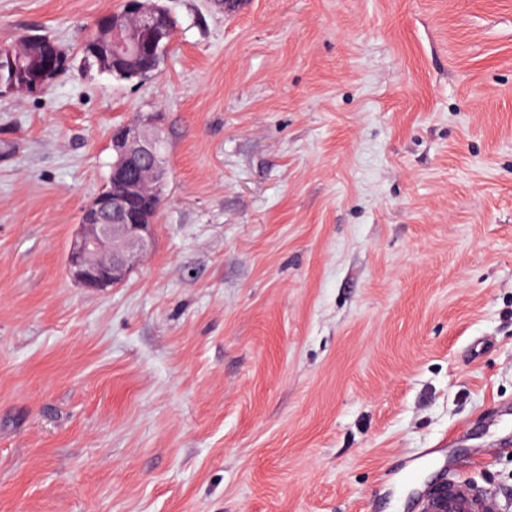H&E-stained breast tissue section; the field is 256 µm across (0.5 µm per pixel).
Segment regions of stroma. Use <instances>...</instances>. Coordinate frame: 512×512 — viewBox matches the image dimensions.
<instances>
[{
  "mask_svg": "<svg viewBox=\"0 0 512 512\" xmlns=\"http://www.w3.org/2000/svg\"><path fill=\"white\" fill-rule=\"evenodd\" d=\"M122 0H0V512H512V0H161L156 76L88 70ZM160 113L149 258L66 274L115 126ZM395 472L383 486V470ZM51 40L48 36L44 34H23L12 45L0 47V63L1 61H5L10 55V53H15L17 50L21 49L26 43V50L22 56L21 60V70L16 72L15 83L19 82V77L22 71H36L42 67V49H41V41ZM443 489L420 499L421 512H503L497 495L462 477H452Z\"/></svg>",
  "mask_w": 512,
  "mask_h": 512,
  "instance_id": "stroma-1",
  "label": "stroma"
}]
</instances>
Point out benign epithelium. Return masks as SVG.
<instances>
[{
  "mask_svg": "<svg viewBox=\"0 0 512 512\" xmlns=\"http://www.w3.org/2000/svg\"><path fill=\"white\" fill-rule=\"evenodd\" d=\"M159 0H125L97 36L110 40L112 56L143 73L148 44L164 38ZM159 114L127 122L112 131V181L116 192L98 194L84 210L71 241L66 271L73 282L104 291L126 280L151 252L155 218L168 167L161 153Z\"/></svg>",
  "mask_w": 512,
  "mask_h": 512,
  "instance_id": "obj_1",
  "label": "benign epithelium"
}]
</instances>
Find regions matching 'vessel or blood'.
Here are the masks:
<instances>
[{
  "instance_id": "1",
  "label": "vessel or blood",
  "mask_w": 512,
  "mask_h": 512,
  "mask_svg": "<svg viewBox=\"0 0 512 512\" xmlns=\"http://www.w3.org/2000/svg\"><path fill=\"white\" fill-rule=\"evenodd\" d=\"M421 512H504L497 495L462 477L450 478L442 490L424 494Z\"/></svg>"
}]
</instances>
